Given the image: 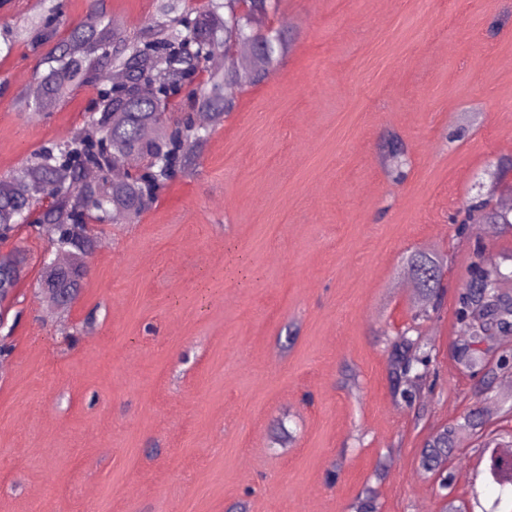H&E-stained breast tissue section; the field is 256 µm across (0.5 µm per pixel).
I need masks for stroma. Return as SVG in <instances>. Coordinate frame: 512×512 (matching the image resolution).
<instances>
[{"label": "stroma", "instance_id": "35a3bbf8", "mask_svg": "<svg viewBox=\"0 0 512 512\" xmlns=\"http://www.w3.org/2000/svg\"><path fill=\"white\" fill-rule=\"evenodd\" d=\"M271 22L294 44L236 92L197 173L137 223L99 226L75 342L34 293L46 239L0 244L31 262L0 373V512H348L368 485L381 512H442L419 452L475 409L451 498L512 512L480 453L512 436V412L453 360L472 253L512 252V235L462 221L485 167L512 159V0H279ZM39 59L24 42L0 57V176L71 139L95 97L23 111ZM392 133L401 182L379 150ZM415 250L448 264L422 327L437 377L409 405L387 345L410 321L397 283Z\"/></svg>", "mask_w": 512, "mask_h": 512}]
</instances>
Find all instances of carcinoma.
<instances>
[{
  "mask_svg": "<svg viewBox=\"0 0 512 512\" xmlns=\"http://www.w3.org/2000/svg\"><path fill=\"white\" fill-rule=\"evenodd\" d=\"M42 8L28 26L0 28V45L11 51L26 42L42 49L35 94L23 95L25 106L43 116L57 102L82 86L97 88V97L81 131L67 142L52 143L35 152L22 168L0 177V242L26 228L49 236L51 252L66 253L70 261L52 260L42 268L39 290L46 301L69 308L77 297L78 282L86 275L84 258L98 245L93 224H112L121 216L137 221L158 193L181 175H192L211 129L196 124L199 110L212 113L215 125L224 122L235 107L230 91L243 90L263 80L287 54L288 33L270 24L278 0H156L155 14L138 36L118 32L105 9V0H93L89 20L58 37L63 0H41ZM241 46L250 56L236 58ZM231 59L221 72L207 69L208 59ZM118 68L125 80L119 86L99 84L101 70ZM151 126L155 134L144 137ZM390 173L405 178L407 149L402 139L390 135L383 145ZM135 155L147 162L121 181L112 180L111 159ZM93 168L94 182L83 179ZM496 224L512 234V207L498 202L496 192L476 188L463 223ZM409 274L426 305L413 309L410 323L396 333L388 347L387 367L394 396L412 405L424 397L435 374L436 353L425 342L421 326L434 318L431 305L440 295L444 259L422 251L406 258ZM469 281L460 290L456 319L467 337L456 344L453 358L458 370L474 371L492 342L512 336V253L494 264L474 253ZM27 259L18 250L14 259L0 263V316L21 303L18 287L26 277ZM512 370V352L499 354L475 387L477 396L488 391L499 373ZM481 414L443 426L420 451L422 471L439 475L451 484L454 476L446 463L458 436L482 427ZM350 512H379L374 490L364 489L349 505Z\"/></svg>",
  "mask_w": 512,
  "mask_h": 512,
  "instance_id": "cac0c4a2",
  "label": "carcinoma"
}]
</instances>
